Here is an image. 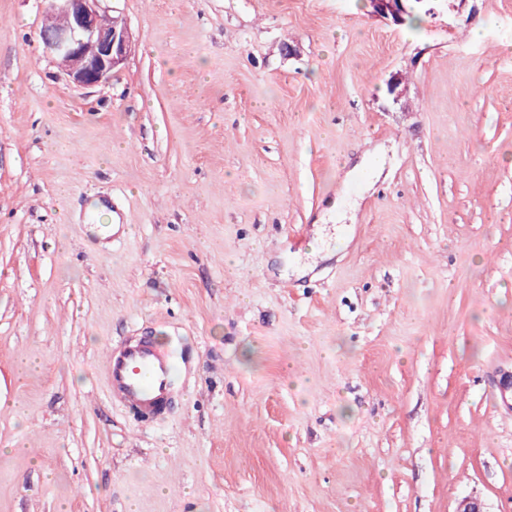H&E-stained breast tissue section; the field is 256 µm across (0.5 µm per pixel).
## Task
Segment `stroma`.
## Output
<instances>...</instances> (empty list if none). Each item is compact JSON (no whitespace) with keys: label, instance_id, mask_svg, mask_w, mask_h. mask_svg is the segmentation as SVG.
Masks as SVG:
<instances>
[{"label":"stroma","instance_id":"stroma-1","mask_svg":"<svg viewBox=\"0 0 512 512\" xmlns=\"http://www.w3.org/2000/svg\"><path fill=\"white\" fill-rule=\"evenodd\" d=\"M102 7L80 88L0 0V512H512V0ZM133 336L186 358L158 420ZM181 361L175 350L140 337L107 350L105 375L112 400L143 421L161 416L176 393Z\"/></svg>","mask_w":512,"mask_h":512}]
</instances>
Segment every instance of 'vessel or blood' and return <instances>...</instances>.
<instances>
[{
	"instance_id": "obj_1",
	"label": "vessel or blood",
	"mask_w": 512,
	"mask_h": 512,
	"mask_svg": "<svg viewBox=\"0 0 512 512\" xmlns=\"http://www.w3.org/2000/svg\"><path fill=\"white\" fill-rule=\"evenodd\" d=\"M105 374L113 400L149 421L161 416L170 404L181 361L175 350L143 336L109 348Z\"/></svg>"
}]
</instances>
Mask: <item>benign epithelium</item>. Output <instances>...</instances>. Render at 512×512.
Returning a JSON list of instances; mask_svg holds the SVG:
<instances>
[{
  "label": "benign epithelium",
  "mask_w": 512,
  "mask_h": 512,
  "mask_svg": "<svg viewBox=\"0 0 512 512\" xmlns=\"http://www.w3.org/2000/svg\"><path fill=\"white\" fill-rule=\"evenodd\" d=\"M40 39L61 72L78 87L97 86L112 79L127 60L132 33L120 16H106L103 0H45ZM405 0H371L382 17L399 21Z\"/></svg>",
  "instance_id": "1"
}]
</instances>
